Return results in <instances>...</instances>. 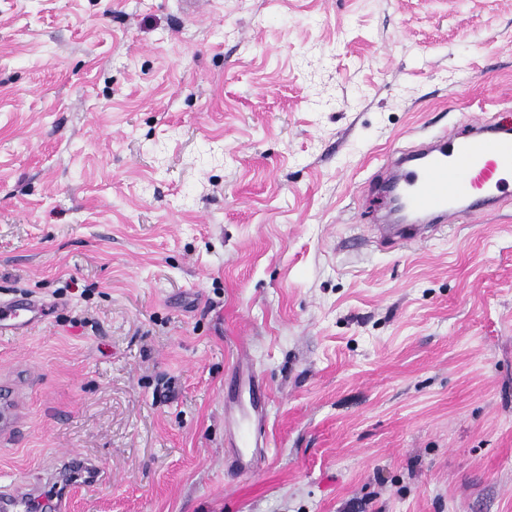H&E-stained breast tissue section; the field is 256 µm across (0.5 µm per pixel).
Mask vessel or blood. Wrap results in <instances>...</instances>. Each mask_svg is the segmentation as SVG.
<instances>
[{"label":"vessel or blood","mask_w":512,"mask_h":512,"mask_svg":"<svg viewBox=\"0 0 512 512\" xmlns=\"http://www.w3.org/2000/svg\"><path fill=\"white\" fill-rule=\"evenodd\" d=\"M417 158V164L396 165L389 179L400 189L408 207L427 213L431 221L380 225V247L427 242L434 224L444 225L459 216V202H466L471 208L495 203L503 186L499 172H512V127L492 119L480 124L477 130L440 137L423 146ZM39 314L40 307L32 299L0 302V328L27 324ZM225 424L240 444L239 450L225 457V467L241 474L253 470L258 454L245 451L247 438L237 417H226Z\"/></svg>","instance_id":"b4317fda"}]
</instances>
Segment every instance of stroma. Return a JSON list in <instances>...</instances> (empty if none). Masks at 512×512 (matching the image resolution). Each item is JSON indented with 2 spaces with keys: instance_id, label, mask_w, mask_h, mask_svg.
<instances>
[{
  "instance_id": "35a3bbf8",
  "label": "stroma",
  "mask_w": 512,
  "mask_h": 512,
  "mask_svg": "<svg viewBox=\"0 0 512 512\" xmlns=\"http://www.w3.org/2000/svg\"><path fill=\"white\" fill-rule=\"evenodd\" d=\"M491 111L512 0H0V301L42 307L0 330V491L512 512V184L374 242L385 161ZM227 428L232 432L233 437L238 440L239 447L228 457H224V469L232 468L240 474L253 470L258 463V448L248 452L240 447L248 442L246 436L242 433L238 419L235 414L225 418Z\"/></svg>"
}]
</instances>
